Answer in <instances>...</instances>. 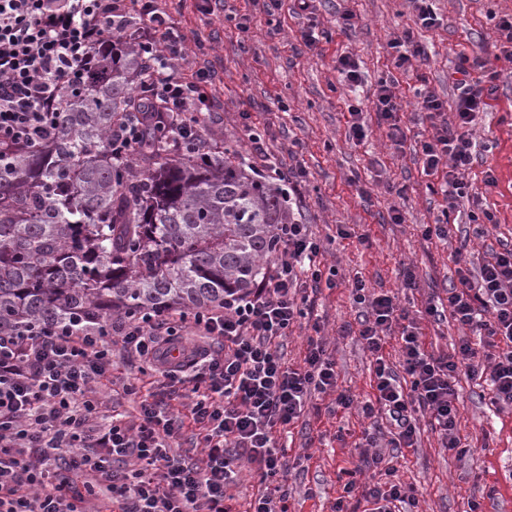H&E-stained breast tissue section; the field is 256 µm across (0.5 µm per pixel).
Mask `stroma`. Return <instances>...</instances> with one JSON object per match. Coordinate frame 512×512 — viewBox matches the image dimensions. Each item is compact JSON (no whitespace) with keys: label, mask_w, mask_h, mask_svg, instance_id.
Masks as SVG:
<instances>
[{"label":"stroma","mask_w":512,"mask_h":512,"mask_svg":"<svg viewBox=\"0 0 512 512\" xmlns=\"http://www.w3.org/2000/svg\"><path fill=\"white\" fill-rule=\"evenodd\" d=\"M268 0H224L204 11L202 0H157L179 24L194 50L196 67L213 76V120L206 140L256 157L246 135L252 125L280 170H304L300 221L321 247L322 270H335V287L313 296V311L284 339L285 360L302 365L313 323L335 364L339 389L359 401L372 393L373 363L358 336L366 315L351 285L395 296L417 318L427 350L451 351L468 328L449 313L425 314L428 301L447 299L461 266L478 269L484 257L512 244V63L497 47L496 26L512 17V0H431L438 21L416 23L410 0H335L314 19L296 14L293 0L268 13ZM353 15L342 27L338 11ZM248 18V31L237 28ZM315 23L325 37L305 45L302 31ZM412 31L425 56L399 69L394 39ZM358 65L350 84L336 68L338 55ZM498 72L489 111L469 127L477 160L466 172L467 197L448 210L446 174H425L415 149L431 128L417 107V90L454 100L448 80L460 56ZM394 81L400 104L403 146L393 145L375 111L380 81ZM357 108L368 130L363 141L349 135V110ZM494 184H487V176ZM401 214L394 222L393 214ZM447 221L446 237H425L427 225ZM415 275L403 284L404 269ZM459 434L465 455L443 448L429 416L418 415L414 447L394 453L396 479L413 488L417 505L407 512H512V408L490 402L488 384L459 374ZM369 421L357 406L342 409L333 395L311 400L303 417L279 443L288 464V512H332L340 497L341 469L350 467Z\"/></svg>","instance_id":"35a3bbf8"}]
</instances>
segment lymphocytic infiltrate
Returning a JSON list of instances; mask_svg holds the SVG:
<instances>
[{"instance_id": "lymphocytic-infiltrate-1", "label": "lymphocytic infiltrate", "mask_w": 512, "mask_h": 512, "mask_svg": "<svg viewBox=\"0 0 512 512\" xmlns=\"http://www.w3.org/2000/svg\"><path fill=\"white\" fill-rule=\"evenodd\" d=\"M137 18L129 28V18ZM135 41L143 51L144 87L135 114L112 147L127 160L145 145L153 127L199 143L210 117L209 71L185 69L186 37L155 0H0V144L50 136L70 89L95 72L105 36ZM455 112L432 91L417 106L433 133L420 145L425 172L448 170L445 197L456 203L475 159L467 127L488 111L494 77L460 58L448 75ZM282 254L249 291L225 296L196 312L151 311L133 320L84 323L76 317L0 333V512H104L89 498L105 489L119 512H230L227 491L238 461L255 472L263 492L252 512H288L280 479L285 472L278 435L303 415L314 394L335 392L338 407L354 403L337 391L334 364L321 339H309L302 368L290 367L279 347L303 315L298 294L320 290V246L307 225H277ZM352 295L365 305L359 335L374 357L373 397L362 407L371 424L362 433L354 472L380 465L382 433L395 448L413 447L415 416L429 414L442 444L461 448L457 377H489L491 401L512 407V247L496 252L478 271L462 268L448 290V311L475 329L482 349L461 340L451 352L428 351L416 321L406 320L394 297L368 293L354 280ZM193 325L212 348L183 344ZM400 325V365L383 353L382 334ZM148 364L159 389L187 391L188 412L173 414L158 391L124 385L138 406L135 417L114 412L102 387L114 352ZM202 448L198 459L171 455L185 426ZM387 468L384 480L361 488L347 480L334 512H349L360 497L363 512H396L408 490Z\"/></svg>"}]
</instances>
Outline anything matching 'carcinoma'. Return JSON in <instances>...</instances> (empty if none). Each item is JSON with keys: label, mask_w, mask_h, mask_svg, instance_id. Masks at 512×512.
<instances>
[{"label": "carcinoma", "mask_w": 512, "mask_h": 512, "mask_svg": "<svg viewBox=\"0 0 512 512\" xmlns=\"http://www.w3.org/2000/svg\"><path fill=\"white\" fill-rule=\"evenodd\" d=\"M101 57L56 136L0 145V332L220 305L280 250L283 192L239 153L162 141L129 163L112 158L143 61L131 40L106 41Z\"/></svg>", "instance_id": "cac0c4a2"}]
</instances>
